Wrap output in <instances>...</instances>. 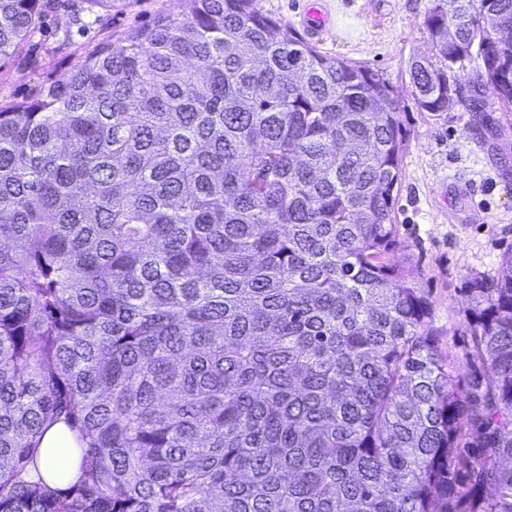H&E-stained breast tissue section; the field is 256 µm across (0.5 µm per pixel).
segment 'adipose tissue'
Segmentation results:
<instances>
[{
	"label": "adipose tissue",
	"mask_w": 512,
	"mask_h": 512,
	"mask_svg": "<svg viewBox=\"0 0 512 512\" xmlns=\"http://www.w3.org/2000/svg\"><path fill=\"white\" fill-rule=\"evenodd\" d=\"M81 454L75 434L62 423L53 426L44 436L39 453L40 472L50 485L60 488L79 474Z\"/></svg>",
	"instance_id": "adipose-tissue-1"
}]
</instances>
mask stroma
Segmentation results:
<instances>
[{
	"label": "stroma",
	"instance_id": "obj_1",
	"mask_svg": "<svg viewBox=\"0 0 512 512\" xmlns=\"http://www.w3.org/2000/svg\"><path fill=\"white\" fill-rule=\"evenodd\" d=\"M335 19L318 50L377 70L394 87L408 133L395 216L404 264L427 293L438 348L459 366L463 388L488 384L464 315L470 276L495 277L512 251V128L497 104L466 102L438 114L419 111L408 73L432 53L424 25L429 0H321ZM181 0H40L39 24L0 68V102L25 101L77 70L89 50L130 29L176 13Z\"/></svg>",
	"mask_w": 512,
	"mask_h": 512
}]
</instances>
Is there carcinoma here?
<instances>
[{
	"label": "carcinoma",
	"mask_w": 512,
	"mask_h": 512,
	"mask_svg": "<svg viewBox=\"0 0 512 512\" xmlns=\"http://www.w3.org/2000/svg\"><path fill=\"white\" fill-rule=\"evenodd\" d=\"M182 4L0 103V512H512V251L468 282L492 379L465 391L389 261L393 86L257 0ZM39 19L0 0V67ZM503 21L429 0L420 111L467 86L512 115ZM60 421L64 490L38 468ZM78 448L75 434L64 423L56 424L45 434L38 464L46 482L64 488L77 478L81 463Z\"/></svg>",
	"instance_id": "cac0c4a2"
}]
</instances>
